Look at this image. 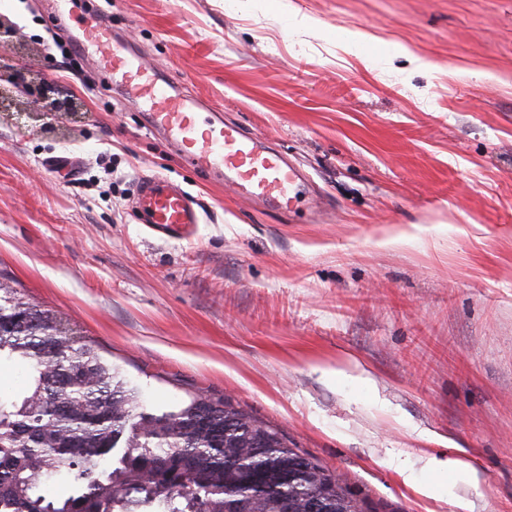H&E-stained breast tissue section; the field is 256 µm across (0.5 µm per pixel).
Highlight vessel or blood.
<instances>
[{"instance_id":"1","label":"vessel or blood","mask_w":512,"mask_h":512,"mask_svg":"<svg viewBox=\"0 0 512 512\" xmlns=\"http://www.w3.org/2000/svg\"><path fill=\"white\" fill-rule=\"evenodd\" d=\"M75 49L90 53L105 75L120 79L124 93L144 109L149 130L164 135L187 166L227 179L241 196L280 210L291 212L303 203L302 177L277 150L238 126L203 118L195 97L114 41L110 19L94 14ZM135 208L143 223L166 228L201 221L199 203L159 176L142 178Z\"/></svg>"}]
</instances>
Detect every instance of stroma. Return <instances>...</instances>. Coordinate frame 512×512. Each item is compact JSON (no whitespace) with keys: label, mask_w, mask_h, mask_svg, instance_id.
I'll return each instance as SVG.
<instances>
[{"label":"stroma","mask_w":512,"mask_h":512,"mask_svg":"<svg viewBox=\"0 0 512 512\" xmlns=\"http://www.w3.org/2000/svg\"><path fill=\"white\" fill-rule=\"evenodd\" d=\"M96 2L323 207L308 223L185 167L91 57L60 66L55 40L82 30L53 0H0L17 35L0 58L74 103L0 112V282L147 410L230 398L373 512H512V0H290L298 25L273 2ZM145 175L195 196L201 223H140Z\"/></svg>","instance_id":"obj_1"}]
</instances>
